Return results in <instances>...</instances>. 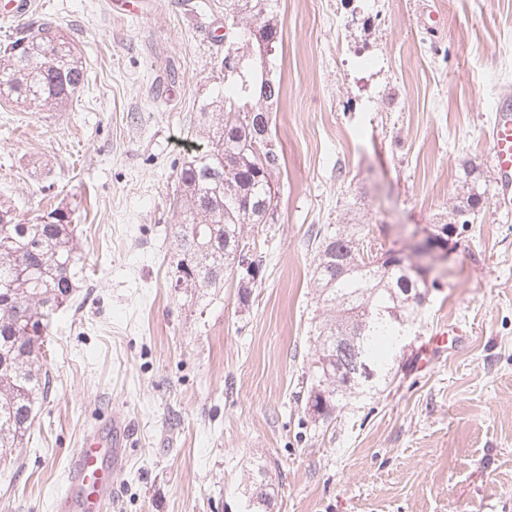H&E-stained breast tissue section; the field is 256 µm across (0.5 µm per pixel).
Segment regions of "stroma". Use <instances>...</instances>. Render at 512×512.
Listing matches in <instances>:
<instances>
[{
    "label": "stroma",
    "instance_id": "1",
    "mask_svg": "<svg viewBox=\"0 0 512 512\" xmlns=\"http://www.w3.org/2000/svg\"><path fill=\"white\" fill-rule=\"evenodd\" d=\"M108 2L31 0L24 16L80 54L71 109L0 98V202L30 224L71 209L86 257L48 330L55 390L19 463L0 461V512H51L88 428L116 418L135 437L101 512H239L259 464L271 512H512V220L486 139L512 92V0H280L279 220L256 238L246 305L229 275L172 285L170 201L220 81L224 0ZM466 163L486 198L428 275L405 368L313 420L315 230L351 209L365 246L416 262ZM444 324L467 331L462 349L431 351Z\"/></svg>",
    "mask_w": 512,
    "mask_h": 512
}]
</instances>
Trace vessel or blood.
<instances>
[{
    "label": "vessel or blood",
    "instance_id": "obj_1",
    "mask_svg": "<svg viewBox=\"0 0 512 512\" xmlns=\"http://www.w3.org/2000/svg\"><path fill=\"white\" fill-rule=\"evenodd\" d=\"M490 159L498 177L496 207L512 217V96L502 95L497 116L487 135ZM127 427L113 425L111 433H88L82 448L72 455L66 474L65 489L53 503V512H99L102 502L114 498L115 476L124 464L129 446Z\"/></svg>",
    "mask_w": 512,
    "mask_h": 512
}]
</instances>
